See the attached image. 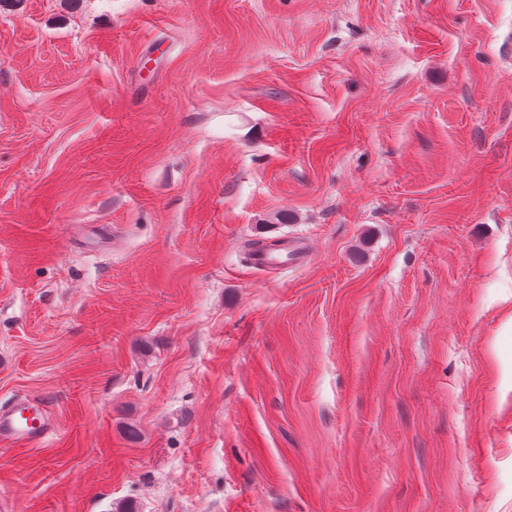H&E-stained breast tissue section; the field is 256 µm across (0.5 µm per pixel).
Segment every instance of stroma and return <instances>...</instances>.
Instances as JSON below:
<instances>
[{"label": "stroma", "instance_id": "1", "mask_svg": "<svg viewBox=\"0 0 512 512\" xmlns=\"http://www.w3.org/2000/svg\"><path fill=\"white\" fill-rule=\"evenodd\" d=\"M506 369L512 0H0V512H512ZM311 256L309 242L300 238L278 243L276 246L257 251L251 260L259 270L280 268L284 265H303ZM51 431L44 406L35 401H19L0 406V440L29 447Z\"/></svg>", "mask_w": 512, "mask_h": 512}]
</instances>
